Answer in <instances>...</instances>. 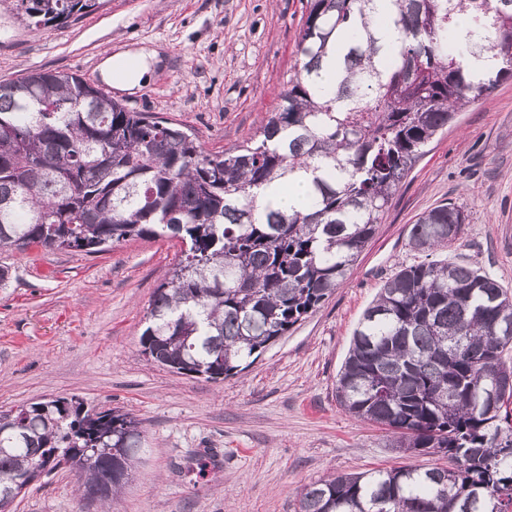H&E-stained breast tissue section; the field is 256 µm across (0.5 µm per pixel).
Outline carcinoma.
Here are the masks:
<instances>
[{
	"label": "carcinoma",
	"mask_w": 512,
	"mask_h": 512,
	"mask_svg": "<svg viewBox=\"0 0 512 512\" xmlns=\"http://www.w3.org/2000/svg\"><path fill=\"white\" fill-rule=\"evenodd\" d=\"M383 4L399 39L369 15ZM99 0H18L32 27L94 12ZM336 57V90L320 82ZM299 67L258 135L206 153L181 125L128 110L74 73L0 81V249L37 244L98 253L168 236L181 259L140 336L147 360L211 381L235 376L338 288L434 137L512 78V0H308ZM495 60L473 75L471 62ZM296 171L310 204L256 211V191ZM468 214L422 213L401 267L354 330L337 381L342 409L404 453L456 467L331 475L296 512H512V384L487 398L489 371L512 377V293L489 274L431 258ZM0 497L54 453L89 449L83 491L108 501L142 448L140 422L56 398L0 411Z\"/></svg>",
	"instance_id": "1"
}]
</instances>
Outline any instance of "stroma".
I'll use <instances>...</instances> for the list:
<instances>
[{
  "mask_svg": "<svg viewBox=\"0 0 512 512\" xmlns=\"http://www.w3.org/2000/svg\"><path fill=\"white\" fill-rule=\"evenodd\" d=\"M16 4L0 0V80L39 68L77 73L129 109L192 129L207 152L258 133L287 87L307 15V0H101L36 31ZM122 51L152 56L148 82L130 92L114 89L104 69ZM448 202L469 218L437 258L512 291V78L437 136L340 287L217 382L140 353L146 311L180 242L0 250L11 273L0 283V410L75 396L96 411L132 413L144 434L131 480L107 503L83 498L76 472L63 468L28 487L12 512H295L301 490L333 474L447 466L438 454L389 448L384 430L339 406L336 381L384 281L422 259L410 227Z\"/></svg>",
  "mask_w": 512,
  "mask_h": 512,
  "instance_id": "35a3bbf8",
  "label": "stroma"
}]
</instances>
